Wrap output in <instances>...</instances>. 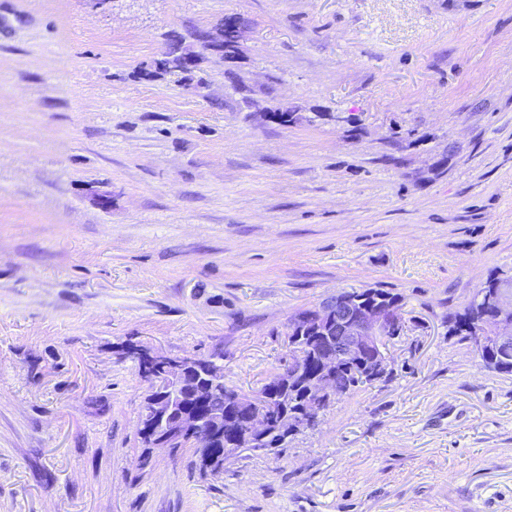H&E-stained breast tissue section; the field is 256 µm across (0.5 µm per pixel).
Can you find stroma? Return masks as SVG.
Returning a JSON list of instances; mask_svg holds the SVG:
<instances>
[{
  "label": "stroma",
  "mask_w": 512,
  "mask_h": 512,
  "mask_svg": "<svg viewBox=\"0 0 512 512\" xmlns=\"http://www.w3.org/2000/svg\"><path fill=\"white\" fill-rule=\"evenodd\" d=\"M227 16L234 58L154 75ZM492 273L512 0H0V512H512V376L446 325ZM352 289L404 298L388 381L219 476L144 448L124 346L250 394Z\"/></svg>",
  "instance_id": "stroma-1"
}]
</instances>
